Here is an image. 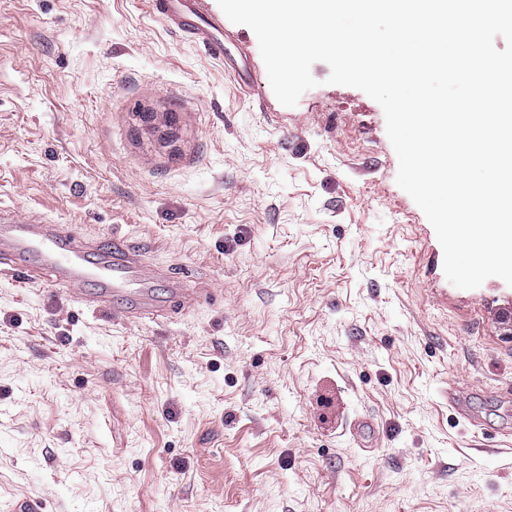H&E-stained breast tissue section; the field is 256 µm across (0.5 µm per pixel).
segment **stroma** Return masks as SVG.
I'll return each instance as SVG.
<instances>
[{"label": "stroma", "mask_w": 512, "mask_h": 512, "mask_svg": "<svg viewBox=\"0 0 512 512\" xmlns=\"http://www.w3.org/2000/svg\"><path fill=\"white\" fill-rule=\"evenodd\" d=\"M224 32L253 92L146 0H0V210L187 298L124 320L0 273V512H512V286L447 280L376 101L317 62L284 106ZM448 405L454 408L457 414L470 425L480 428L482 425L479 415L470 406L465 395L457 393L454 389H448Z\"/></svg>", "instance_id": "35a3bbf8"}]
</instances>
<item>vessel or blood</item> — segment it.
<instances>
[{
	"label": "vessel or blood",
	"instance_id": "b4317fda",
	"mask_svg": "<svg viewBox=\"0 0 512 512\" xmlns=\"http://www.w3.org/2000/svg\"><path fill=\"white\" fill-rule=\"evenodd\" d=\"M158 15L178 34L201 45L219 61L231 58L224 27L203 11L200 0H148ZM0 267L22 280L46 279L82 295L88 282L100 288L101 299L124 294L128 301L123 316H145L159 311L150 294V283L158 272L144 260L141 251L123 246L113 239L110 246L82 242L63 224H44L35 220H17L0 224ZM448 403L473 427H481L479 415L465 395L449 391Z\"/></svg>",
	"mask_w": 512,
	"mask_h": 512
}]
</instances>
